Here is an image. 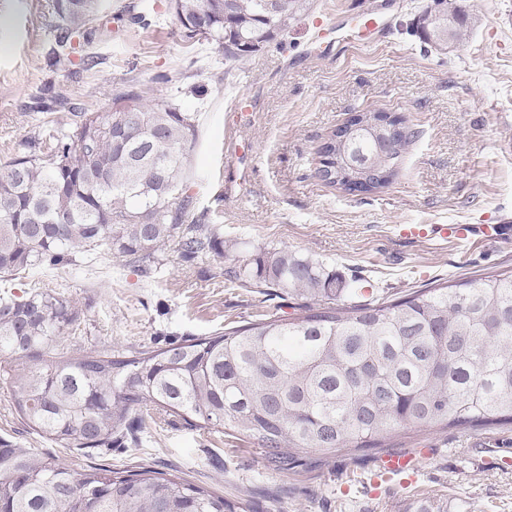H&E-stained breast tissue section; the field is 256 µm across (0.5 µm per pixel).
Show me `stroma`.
<instances>
[{
  "label": "stroma",
  "instance_id": "stroma-1",
  "mask_svg": "<svg viewBox=\"0 0 512 512\" xmlns=\"http://www.w3.org/2000/svg\"><path fill=\"white\" fill-rule=\"evenodd\" d=\"M429 2L315 0L283 37L233 62L218 45L184 40L169 0H101L92 37H74L69 63L57 65L52 0H0V169L35 130L69 127L77 109L106 112L114 87L166 74L160 92L198 123L188 219L220 225L225 244L308 256L392 298L512 269V241L459 244L426 234L434 225L512 218V0H451L474 25L448 52L416 31ZM351 7L383 15L373 45L348 40L322 50ZM87 56L97 61L89 70ZM215 74L220 90L199 95L197 86ZM59 86L70 94L68 108L50 100ZM240 103L248 111L242 120ZM357 112L395 115L416 136L387 187L349 194L317 177L318 150ZM227 266L211 254L186 263L171 244L138 265L109 255L31 271L12 292L49 284L81 312L72 341L115 350L293 315V299L227 282ZM0 441L53 453L76 469L145 464L233 502L245 486L282 488L267 512H409L426 498L447 501L448 512H512V425L402 439L397 452L419 464L406 487L376 473L381 453L372 448L308 450L291 470L277 471L249 440L175 417L148 423L140 445L89 459L29 432L1 388Z\"/></svg>",
  "mask_w": 512,
  "mask_h": 512
}]
</instances>
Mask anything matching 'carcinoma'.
<instances>
[{"label":"carcinoma","mask_w":512,"mask_h":512,"mask_svg":"<svg viewBox=\"0 0 512 512\" xmlns=\"http://www.w3.org/2000/svg\"><path fill=\"white\" fill-rule=\"evenodd\" d=\"M433 0L419 17L436 50L443 22ZM313 0H175L183 36L207 21L206 43L240 61L283 36ZM98 0H55L54 49L70 61L72 37L98 13ZM115 112H77L74 125L26 138L0 172V281L34 268L59 269L80 257H151L170 243L182 260L227 259V281L300 298L292 318L264 317L213 336L165 347L113 352L68 342L80 312L52 289L22 300L0 296V355L36 358V370L0 368L21 422L83 455L140 440L150 408L209 433L253 440L286 470L299 452L389 448L399 432L512 424V272H493L401 298L364 294L320 262L287 250L240 256L221 228L187 224L176 202L197 137L193 115L153 86L112 89ZM415 137L389 147L360 128L331 132L318 177L354 190L337 169L368 163L386 187ZM0 512H236L224 496L149 466L75 470L49 453L0 447Z\"/></svg>","instance_id":"1"}]
</instances>
